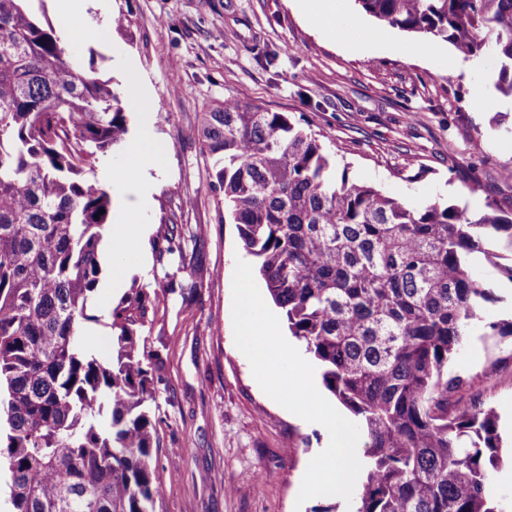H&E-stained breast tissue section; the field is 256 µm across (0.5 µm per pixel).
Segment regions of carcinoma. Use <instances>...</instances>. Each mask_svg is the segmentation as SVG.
Masks as SVG:
<instances>
[{"label":"carcinoma","mask_w":512,"mask_h":512,"mask_svg":"<svg viewBox=\"0 0 512 512\" xmlns=\"http://www.w3.org/2000/svg\"><path fill=\"white\" fill-rule=\"evenodd\" d=\"M380 24L485 58L512 96V0H355ZM129 134L122 92L68 55L29 0H0V464L12 512H155L157 431L149 405L161 355L140 347L158 297L132 286L109 313L115 354L81 342L103 275L110 189L101 158ZM196 135L288 329L362 430L352 512H509L493 486L500 417L465 394L490 377L449 362L493 289L471 254L512 252V206L474 218L421 209L336 173L312 132L234 98ZM174 222L152 241L163 292L199 288Z\"/></svg>","instance_id":"1"}]
</instances>
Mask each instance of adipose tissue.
<instances>
[{"label":"adipose tissue","mask_w":512,"mask_h":512,"mask_svg":"<svg viewBox=\"0 0 512 512\" xmlns=\"http://www.w3.org/2000/svg\"><path fill=\"white\" fill-rule=\"evenodd\" d=\"M343 3L344 0H297L302 14L327 39L347 42L365 51H376L382 44L381 39L377 35L366 34L360 23L345 12ZM161 159L160 149L148 137L133 138L128 144L127 164L120 177L121 182H144L147 170L159 165ZM108 233L117 246L116 272L124 274L128 267L137 262L136 257L126 251L125 246L131 241L141 239L144 226L138 214L126 213L109 228Z\"/></svg>","instance_id":"ef3b65f1"}]
</instances>
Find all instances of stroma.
<instances>
[{
    "label": "stroma",
    "instance_id": "obj_1",
    "mask_svg": "<svg viewBox=\"0 0 512 512\" xmlns=\"http://www.w3.org/2000/svg\"><path fill=\"white\" fill-rule=\"evenodd\" d=\"M89 14L106 38L70 46L101 79L126 89L138 79L161 101L151 130L164 149L150 170V204L141 213L148 235L144 264L113 288L117 257L105 254L102 285L90 306L85 344L112 356L108 313L132 284L157 291L164 271L151 242L169 218L191 225L204 242L195 275L198 298L161 297L141 333L164 364L152 405L159 436L157 478L164 494L156 512H318L328 496L297 503L310 460L329 443L327 429L288 414L253 377L234 341L235 262L245 257L235 224L225 221L209 183V160L196 136L202 112L227 98L285 112L318 137L337 169L351 179L419 209L437 200L485 212L512 202V97L498 92L486 60H466L444 41L380 27L355 0L345 10L391 49L373 56L322 39L293 0H106ZM124 14L123 28L112 17ZM482 89L493 109L474 106ZM475 274L492 288L453 371L491 370L480 399L496 408L504 443L512 442V340L483 338V324L512 318V281L475 254Z\"/></svg>",
    "mask_w": 512,
    "mask_h": 512
}]
</instances>
